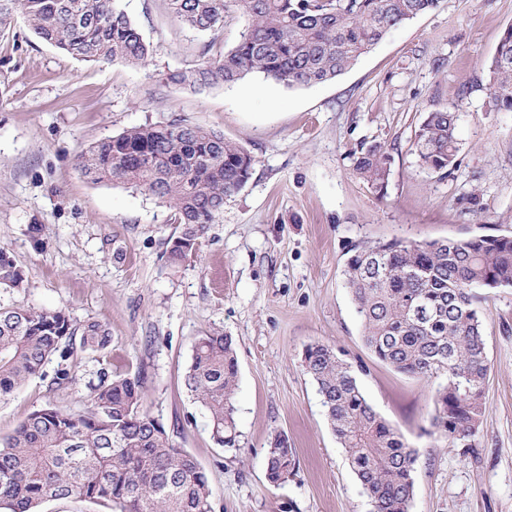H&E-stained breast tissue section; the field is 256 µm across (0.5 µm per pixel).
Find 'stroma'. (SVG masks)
Segmentation results:
<instances>
[{
  "label": "stroma",
  "instance_id": "1",
  "mask_svg": "<svg viewBox=\"0 0 512 512\" xmlns=\"http://www.w3.org/2000/svg\"><path fill=\"white\" fill-rule=\"evenodd\" d=\"M121 5L152 46L147 66L73 59L19 14L0 25V249L27 273L24 288H0V306L62 309L111 335L104 353L75 349V383L55 384L51 361L0 402V437L33 411L85 408L101 373L137 374L144 410L205 471L214 512H371L305 371L306 347L320 343L415 449L410 512H512V288L478 292L485 411L471 447L452 448L432 425L440 379L374 356L343 276L357 245L512 235V112L492 110L488 71L512 0H439L344 75L294 89L258 75L204 90L167 82L170 70L202 63L205 44L232 49L243 19L227 16L212 34L183 26L168 0ZM438 108L457 112L460 143L441 173L412 152L425 113ZM170 123L223 135L254 158L245 187L178 265L168 260L173 208L91 182L77 166L82 149L127 128ZM365 138L392 157L382 195L352 170ZM208 333L235 344L236 448L213 441L184 385ZM277 435L297 464L273 487L265 456Z\"/></svg>",
  "mask_w": 512,
  "mask_h": 512
}]
</instances>
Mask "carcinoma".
<instances>
[{
	"label": "carcinoma",
	"mask_w": 512,
	"mask_h": 512,
	"mask_svg": "<svg viewBox=\"0 0 512 512\" xmlns=\"http://www.w3.org/2000/svg\"><path fill=\"white\" fill-rule=\"evenodd\" d=\"M183 25L200 32L224 26L230 14L244 28L231 50L209 54L166 80L203 90L261 75L288 88L323 83L350 69L392 29L431 11L439 0H170ZM23 15L43 41L87 62L144 66L151 54L140 25L117 0H0V24ZM491 107L512 112V26L489 65ZM458 115L427 113L413 150L430 171L451 169L459 152ZM254 159L223 136L189 124L133 126L77 157L83 176L130 185L169 204L179 235L168 259L196 252L224 198L248 182ZM391 155L363 142L353 172L379 194ZM344 276L363 327L365 345L393 369L429 379L446 376L434 398L433 425L448 446L476 437L484 413L489 364L474 306L478 288H512V236L463 240H392L351 249ZM24 268L0 251V288H21ZM101 352L111 336L97 321L76 326L63 310L0 307V401L52 358L55 383L71 384L72 339ZM305 369L317 386L333 433L373 512H410L416 452L365 398L355 372L334 350L313 344ZM237 359L230 336L195 343L185 387L206 412L213 440L235 448L239 433L232 397ZM138 375L107 374L92 387L83 411L46 407L0 438V512H42L49 500L101 504L111 512H213L208 478L196 458L176 447L164 425L143 409ZM296 467L294 450L277 437L267 449L266 479L283 484Z\"/></svg>",
	"instance_id": "obj_1"
}]
</instances>
